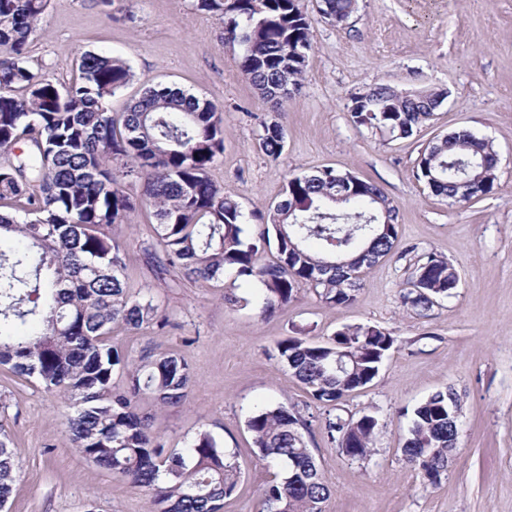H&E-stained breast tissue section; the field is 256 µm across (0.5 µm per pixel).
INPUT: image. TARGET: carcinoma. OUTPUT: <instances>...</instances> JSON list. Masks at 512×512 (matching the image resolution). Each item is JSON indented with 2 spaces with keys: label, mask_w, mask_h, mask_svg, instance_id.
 <instances>
[{
  "label": "carcinoma",
  "mask_w": 512,
  "mask_h": 512,
  "mask_svg": "<svg viewBox=\"0 0 512 512\" xmlns=\"http://www.w3.org/2000/svg\"><path fill=\"white\" fill-rule=\"evenodd\" d=\"M47 0H0V366L35 379L66 397L72 447L131 486L147 491L152 512H224L241 480L236 453L207 431L184 448L167 450L151 431V417L134 401L148 395L160 407L182 403L192 376L177 356L145 349L135 359L108 340L120 325L134 331L169 324L153 295L128 298L122 243L112 227L137 208L152 210L155 244L145 259L159 273L195 283L224 271L262 285L263 311L287 305L302 287L330 306L355 300L366 269L398 242L396 207L381 188L350 172L323 168L295 175L283 197L261 219L276 233V260L261 262L269 229L247 236L239 203L211 181L207 170L224 153V119L207 100L171 87H149L119 116L115 93L133 78L127 63L95 52L81 54L77 74L59 85L26 66L29 38ZM224 20V35L244 47L240 69L258 95L281 104L296 91L312 48V20L304 0H197ZM357 0H316L329 22L347 21ZM372 105L352 99L358 126L409 138L428 120L442 93H403L388 84L370 89ZM28 144L25 154L16 145ZM259 148L275 160L285 148L277 122L263 125ZM498 156L491 143L462 129L430 142L417 178L437 196L458 201V183L481 168L491 191ZM348 182L339 197V179ZM459 282L455 268L429 254L415 267L403 303L430 310ZM34 323L30 334L7 330ZM395 344L375 327L345 326L324 342L289 336L275 358L311 398L335 406L371 383ZM342 356L344 369L336 370ZM128 391H112L113 375ZM458 397L450 387L418 404L401 452L430 485L448 469L458 436ZM377 419L336 414L324 432L351 460L372 453ZM253 453L287 466L263 488L262 512H323L331 495L304 432L308 422L283 406L263 407L247 419ZM15 456L0 424V506L15 481Z\"/></svg>",
  "instance_id": "obj_1"
}]
</instances>
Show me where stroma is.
<instances>
[{
  "mask_svg": "<svg viewBox=\"0 0 512 512\" xmlns=\"http://www.w3.org/2000/svg\"><path fill=\"white\" fill-rule=\"evenodd\" d=\"M312 50L301 85L276 106L243 76V47L224 40V22L196 0H48L27 58L36 75L69 82L82 53L124 58L134 78L113 96L121 113L150 86L210 100L224 116V153L209 177L235 197L255 234L260 212L282 198L289 175L332 167L379 185L397 209L398 245L363 275L348 307H330L301 290L288 306L263 311L258 283L225 272L223 281L173 288L158 281L144 246L155 238L149 210L130 212L115 232L125 247L130 299L153 292L170 324L129 331L113 341L130 355L144 348L185 360L193 383L183 404L158 408L152 430L180 449L207 431L235 451L243 478L224 512H260L271 468L252 452L246 419L284 406L311 420L306 436L332 489L323 512H512V0H358L342 25L313 17ZM434 89L445 98L412 137L396 139L355 125L352 99L377 84ZM279 122L286 146L275 160L258 147L262 125ZM465 128L498 154L491 192L468 202L436 197L416 177L430 141ZM432 253L459 274L451 297L426 314L403 303L417 260ZM239 299L237 305L225 295ZM375 326L396 342L377 377L343 397L340 414L378 420L364 461L342 455L323 433L330 406L278 364V341H324L347 325ZM460 398L459 434L440 483L426 485L401 447L408 415L434 392ZM69 404L38 383L0 374V424L13 441L17 474L0 512H150L148 494L115 478L72 448Z\"/></svg>",
  "mask_w": 512,
  "mask_h": 512,
  "instance_id": "stroma-1",
  "label": "stroma"
}]
</instances>
